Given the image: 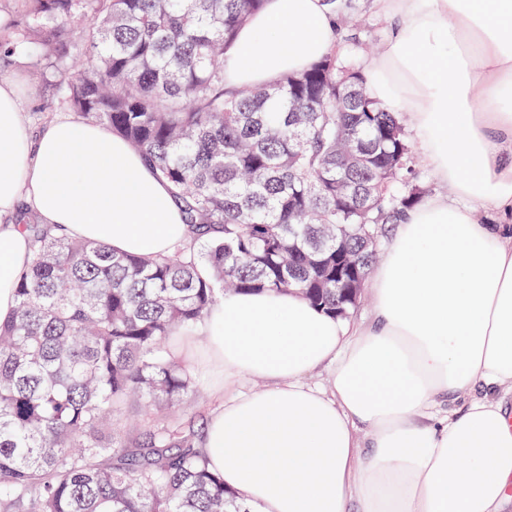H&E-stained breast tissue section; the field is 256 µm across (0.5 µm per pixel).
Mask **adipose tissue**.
<instances>
[{"label":"adipose tissue","mask_w":512,"mask_h":512,"mask_svg":"<svg viewBox=\"0 0 512 512\" xmlns=\"http://www.w3.org/2000/svg\"><path fill=\"white\" fill-rule=\"evenodd\" d=\"M397 24L366 58L370 97L408 113L457 196L406 210L351 322L290 291L226 294L177 357L204 352L225 396L201 448L252 512H507L512 507V0H374ZM325 0H267L224 55L230 87L261 86L329 53ZM118 253L166 255L189 228L170 187L105 127L24 126L0 79V322L30 241L18 218ZM491 208L495 223L473 219ZM334 363L328 390L305 377ZM451 411L435 416L438 401Z\"/></svg>","instance_id":"obj_1"}]
</instances>
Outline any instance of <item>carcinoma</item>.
<instances>
[{"label": "carcinoma", "instance_id": "obj_1", "mask_svg": "<svg viewBox=\"0 0 512 512\" xmlns=\"http://www.w3.org/2000/svg\"><path fill=\"white\" fill-rule=\"evenodd\" d=\"M0 60H53L63 101L129 140L185 215L189 243L131 256L26 223L31 261L0 323V512H242L180 414L114 431L127 403L181 406L172 352L230 292L357 305L382 228L423 197L404 115L363 91L352 16L340 47L261 87L227 89L224 53L265 0H23ZM93 22L73 38L70 23ZM356 271L336 288V253Z\"/></svg>", "mask_w": 512, "mask_h": 512}]
</instances>
